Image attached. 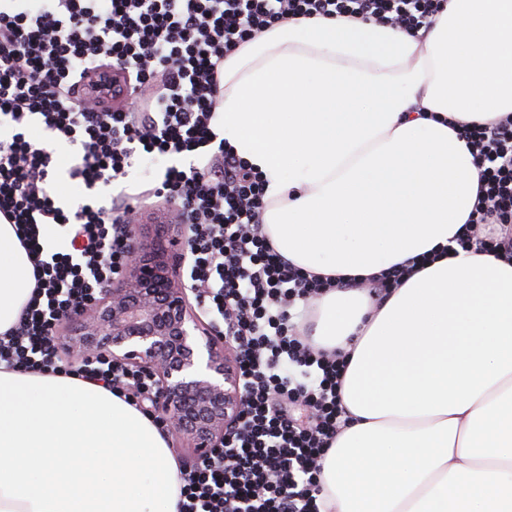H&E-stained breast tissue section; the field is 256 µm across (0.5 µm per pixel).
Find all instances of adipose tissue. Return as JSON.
Listing matches in <instances>:
<instances>
[{
	"label": "adipose tissue",
	"instance_id": "1",
	"mask_svg": "<svg viewBox=\"0 0 512 512\" xmlns=\"http://www.w3.org/2000/svg\"><path fill=\"white\" fill-rule=\"evenodd\" d=\"M224 139L267 190L274 249L322 277L409 265L384 302L332 289L351 418L320 461L332 512H512V260L456 242L480 174L456 124L512 112V0H448L410 36L282 23L224 60ZM0 223V333L34 291ZM165 433L100 385L0 369V512H177Z\"/></svg>",
	"mask_w": 512,
	"mask_h": 512
}]
</instances>
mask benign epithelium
<instances>
[{
  "label": "benign epithelium",
  "instance_id": "1",
  "mask_svg": "<svg viewBox=\"0 0 512 512\" xmlns=\"http://www.w3.org/2000/svg\"><path fill=\"white\" fill-rule=\"evenodd\" d=\"M131 239L132 260L123 275L101 289L96 301L67 309L61 321L70 330L53 341L84 361L105 357L150 369L156 412L178 439L209 454L241 420L246 401L234 347L202 322L189 298L198 289L173 275L172 265L187 256L189 237L177 232L170 253L152 256L136 233Z\"/></svg>",
  "mask_w": 512,
  "mask_h": 512
}]
</instances>
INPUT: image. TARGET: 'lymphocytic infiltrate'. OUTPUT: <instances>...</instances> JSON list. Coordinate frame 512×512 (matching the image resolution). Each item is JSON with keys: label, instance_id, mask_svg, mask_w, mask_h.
<instances>
[{"label": "lymphocytic infiltrate", "instance_id": "f902f5d3", "mask_svg": "<svg viewBox=\"0 0 512 512\" xmlns=\"http://www.w3.org/2000/svg\"><path fill=\"white\" fill-rule=\"evenodd\" d=\"M447 0H0V217L16 228L36 286L0 333V368L70 372L51 338L61 312L119 277L131 252L139 196L123 191L147 155L186 157L150 195L179 202L191 226L188 284L234 346L247 395L220 448L179 470L178 512H324L319 461L348 417L344 355L315 348L310 302L351 289L307 274L272 248L262 224L266 183L221 130L224 60L293 19L399 20L408 34ZM480 170L478 202L457 240L512 259V113L461 126ZM76 146L68 171L87 196L61 205L57 147ZM54 224L67 246L47 253ZM151 413L155 379L95 359L72 370Z\"/></svg>", "mask_w": 512, "mask_h": 512}]
</instances>
